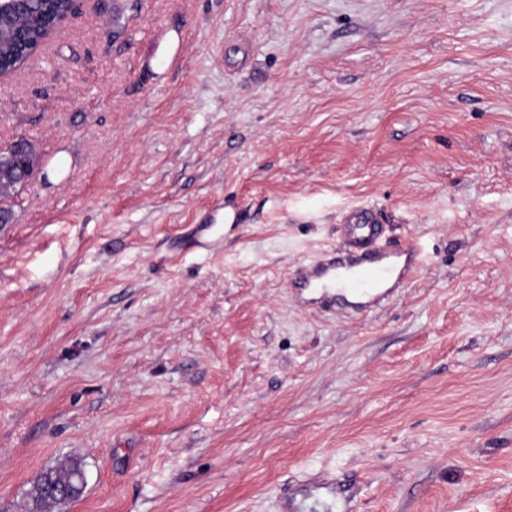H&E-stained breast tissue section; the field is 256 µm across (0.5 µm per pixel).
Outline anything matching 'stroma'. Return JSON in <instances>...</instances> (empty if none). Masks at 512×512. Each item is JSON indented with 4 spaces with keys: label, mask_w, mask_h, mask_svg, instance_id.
Listing matches in <instances>:
<instances>
[{
    "label": "stroma",
    "mask_w": 512,
    "mask_h": 512,
    "mask_svg": "<svg viewBox=\"0 0 512 512\" xmlns=\"http://www.w3.org/2000/svg\"><path fill=\"white\" fill-rule=\"evenodd\" d=\"M20 135L0 512L65 457L54 512H512V0H77L0 80ZM360 205L423 266L303 306ZM79 473L85 478V483L83 485V488L80 490L81 494L84 492L87 481H86V472L84 465L81 463L80 460L74 459V458H67L62 461H60L57 465L50 467L46 470H44V474H48L49 476L53 477L58 484V486L61 485H68L72 475ZM56 485H51L50 492L59 493L61 495H66L71 497V495L74 493L73 490H71L69 487L61 486L60 488Z\"/></svg>",
    "instance_id": "obj_1"
}]
</instances>
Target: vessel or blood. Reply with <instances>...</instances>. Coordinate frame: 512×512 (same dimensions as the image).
<instances>
[{
  "label": "vessel or blood",
  "mask_w": 512,
  "mask_h": 512,
  "mask_svg": "<svg viewBox=\"0 0 512 512\" xmlns=\"http://www.w3.org/2000/svg\"><path fill=\"white\" fill-rule=\"evenodd\" d=\"M340 248L299 263L290 277L301 300H324L346 313L371 311L407 288L423 257L414 245L393 246L369 206L348 210Z\"/></svg>",
  "instance_id": "1"
}]
</instances>
